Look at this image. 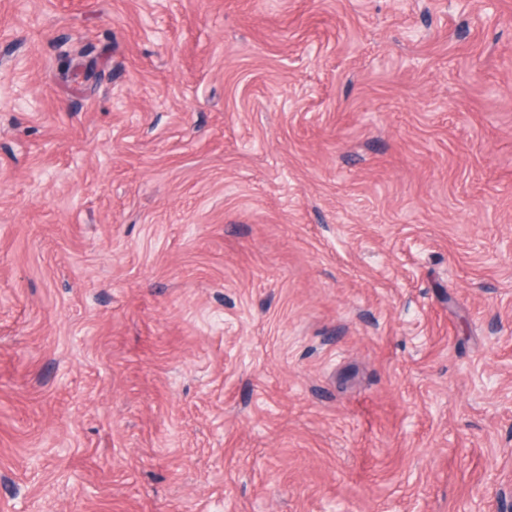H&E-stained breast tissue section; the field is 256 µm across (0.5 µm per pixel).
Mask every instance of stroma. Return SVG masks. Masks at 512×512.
Segmentation results:
<instances>
[{
	"instance_id": "stroma-1",
	"label": "stroma",
	"mask_w": 512,
	"mask_h": 512,
	"mask_svg": "<svg viewBox=\"0 0 512 512\" xmlns=\"http://www.w3.org/2000/svg\"><path fill=\"white\" fill-rule=\"evenodd\" d=\"M512 0H0V512H512Z\"/></svg>"
}]
</instances>
